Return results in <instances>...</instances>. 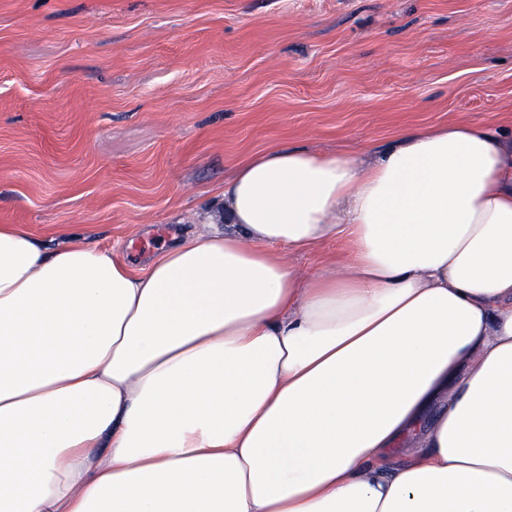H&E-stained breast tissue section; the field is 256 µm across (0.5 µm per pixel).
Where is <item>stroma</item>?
<instances>
[{"label": "stroma", "mask_w": 512, "mask_h": 512, "mask_svg": "<svg viewBox=\"0 0 512 512\" xmlns=\"http://www.w3.org/2000/svg\"><path fill=\"white\" fill-rule=\"evenodd\" d=\"M512 129V0H0V224L135 268L244 155Z\"/></svg>", "instance_id": "obj_1"}]
</instances>
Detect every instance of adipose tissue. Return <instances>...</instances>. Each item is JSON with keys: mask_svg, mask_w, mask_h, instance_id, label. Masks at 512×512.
Wrapping results in <instances>:
<instances>
[{"mask_svg": "<svg viewBox=\"0 0 512 512\" xmlns=\"http://www.w3.org/2000/svg\"><path fill=\"white\" fill-rule=\"evenodd\" d=\"M211 221L0 224V512H512V132L253 153ZM347 253V242L338 237L336 241H328L315 251L301 252L290 256V261L296 267L311 271L322 262L331 258H340Z\"/></svg>", "mask_w": 512, "mask_h": 512, "instance_id": "adipose-tissue-1", "label": "adipose tissue"}]
</instances>
